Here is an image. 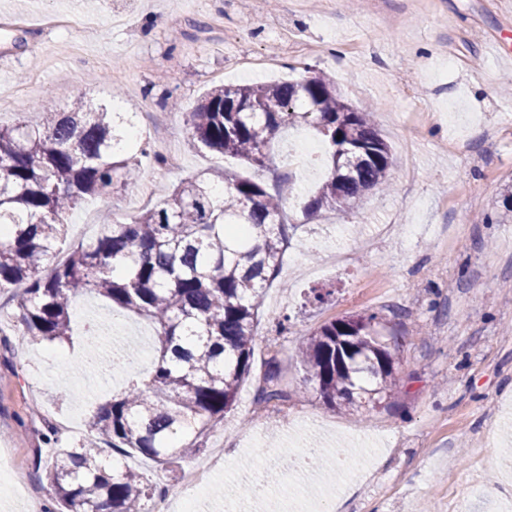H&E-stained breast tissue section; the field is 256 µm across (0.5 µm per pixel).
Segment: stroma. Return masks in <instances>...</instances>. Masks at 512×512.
I'll list each match as a JSON object with an SVG mask.
<instances>
[{
  "label": "stroma",
  "mask_w": 512,
  "mask_h": 512,
  "mask_svg": "<svg viewBox=\"0 0 512 512\" xmlns=\"http://www.w3.org/2000/svg\"><path fill=\"white\" fill-rule=\"evenodd\" d=\"M78 15L81 26L58 17ZM285 38H278V31ZM334 78L356 107L369 106L395 158L390 190L367 193L355 213L305 219L288 207L290 244L266 287L252 373L236 406L214 426L194 460L164 474L137 453L121 464L168 485L177 501L185 470L223 449L237 472L272 473L280 487L289 459L317 448L322 465L303 489L312 499L342 495L344 512H512V0H0V124L35 121V103L62 87L88 104L121 99L153 152L138 184L92 199L68 216V243L92 238L104 212L126 220L165 199L197 172L217 173L221 156L195 149L183 124L220 83L303 76L305 66ZM297 130L281 129L275 168L300 195L319 184L321 163L300 161ZM388 224L404 235L385 232ZM322 301H315V294ZM106 302L78 296L69 341L34 344L0 333V449L13 457L8 481L47 493L40 457L45 434L84 427L92 411L127 384L115 363L98 377L81 364L103 354L87 326ZM375 312L398 342L390 410L361 417L328 406L304 388L297 348L318 327ZM113 343L152 365L150 324L116 314ZM288 390L279 415L256 421L252 404L269 358ZM361 468L338 491L337 449Z\"/></svg>",
  "instance_id": "obj_1"
}]
</instances>
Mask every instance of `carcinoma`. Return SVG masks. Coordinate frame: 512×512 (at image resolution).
I'll list each match as a JSON object with an SVG mask.
<instances>
[{
	"label": "carcinoma",
	"mask_w": 512,
	"mask_h": 512,
	"mask_svg": "<svg viewBox=\"0 0 512 512\" xmlns=\"http://www.w3.org/2000/svg\"><path fill=\"white\" fill-rule=\"evenodd\" d=\"M39 121L0 125V293L10 302L22 336L32 343L70 336L72 299L90 293L110 307L151 321L159 355L149 379L128 382L86 422L87 436L56 449L44 466L52 512H147L153 486L132 469L101 459L102 446L133 451L168 466L197 455L211 428L238 401L252 372L264 285L278 275L288 247V172L272 186L229 170L224 190L197 173L159 205L129 222L104 215L94 237L59 257L68 213L114 180L142 177L143 142L118 134L112 113L74 94L71 109L38 103ZM193 146L271 169L268 144L282 126L313 128L326 146L323 182L305 203L347 213L363 195L385 189L394 165L369 108H356L324 75L298 81L218 85L184 120ZM262 245L252 244V237ZM313 385L330 405L370 416L395 384L396 349L380 336L375 314L320 326L298 349ZM281 400L275 359L258 388ZM192 437L174 442L177 430Z\"/></svg>",
	"instance_id": "carcinoma-1"
}]
</instances>
